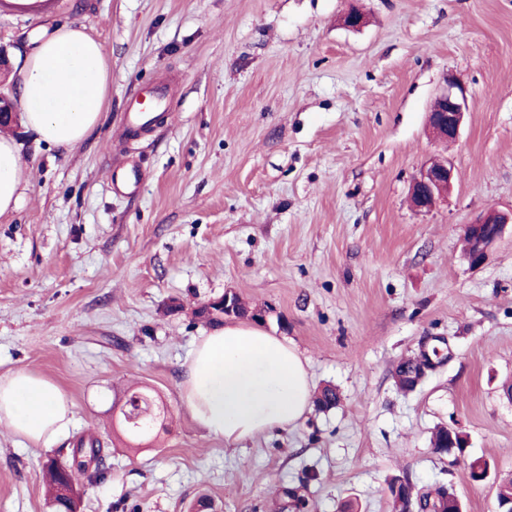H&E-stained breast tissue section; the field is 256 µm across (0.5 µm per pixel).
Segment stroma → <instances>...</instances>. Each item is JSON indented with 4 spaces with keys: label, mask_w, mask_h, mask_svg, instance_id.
Segmentation results:
<instances>
[{
    "label": "stroma",
    "mask_w": 512,
    "mask_h": 512,
    "mask_svg": "<svg viewBox=\"0 0 512 512\" xmlns=\"http://www.w3.org/2000/svg\"><path fill=\"white\" fill-rule=\"evenodd\" d=\"M0 12V44L29 51L62 23L104 48L107 102L69 148L29 128L17 208L0 215V374L54 382L72 424L52 447L0 423V512H48L42 465L93 432L109 479L81 512H270L308 488V512H390L388 485L439 486L464 512H497L512 476V227L470 266L463 229L512 210V0H61ZM367 23L343 25L351 8ZM456 84L468 109L452 142L425 120ZM162 93V118L132 134L125 112ZM453 187L416 212L409 187L432 158ZM233 292L269 312L314 387L340 393L296 427L225 446L192 419L182 384L212 324L194 317ZM438 348L411 392L399 361ZM167 409L156 440L116 431L129 385ZM458 424L464 457L433 451ZM487 462L473 483L469 462Z\"/></svg>",
    "instance_id": "obj_1"
}]
</instances>
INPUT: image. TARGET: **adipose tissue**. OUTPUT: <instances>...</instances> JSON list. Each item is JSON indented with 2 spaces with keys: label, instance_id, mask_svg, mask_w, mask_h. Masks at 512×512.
Instances as JSON below:
<instances>
[{
  "label": "adipose tissue",
  "instance_id": "1",
  "mask_svg": "<svg viewBox=\"0 0 512 512\" xmlns=\"http://www.w3.org/2000/svg\"><path fill=\"white\" fill-rule=\"evenodd\" d=\"M23 122L41 141L72 147L104 110L109 64L101 45L63 24L43 30L17 72ZM25 181L21 151L0 135V215L14 209ZM183 395L209 435L238 446L298 425L313 387L306 361L288 340L248 323L225 325L194 347ZM0 421L24 441L50 447L72 421L59 387L27 369L0 376Z\"/></svg>",
  "mask_w": 512,
  "mask_h": 512
}]
</instances>
